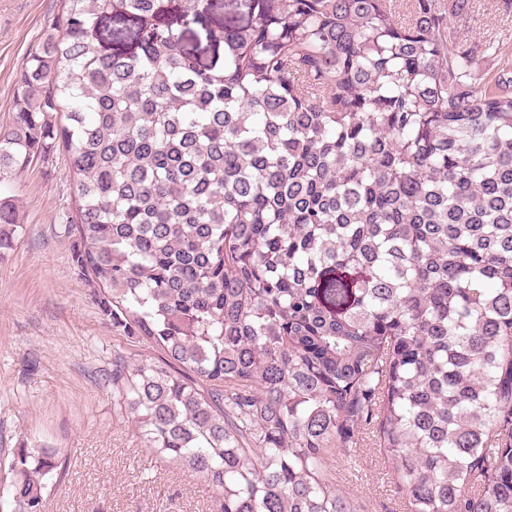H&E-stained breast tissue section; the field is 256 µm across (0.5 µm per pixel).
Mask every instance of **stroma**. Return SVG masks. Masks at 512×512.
<instances>
[{
	"mask_svg": "<svg viewBox=\"0 0 512 512\" xmlns=\"http://www.w3.org/2000/svg\"><path fill=\"white\" fill-rule=\"evenodd\" d=\"M61 0H0V125L12 117L17 76L56 21ZM457 35L477 47L474 75L512 78V8L467 0ZM495 48L482 52L485 42ZM25 231L0 259V462L19 449L59 448L66 467L48 481L43 512H214L191 471L156 460L112 403V360L157 356L104 317L72 261L63 231L75 213L64 151L33 160L0 185ZM327 469L364 512H403L388 467L371 446L331 449Z\"/></svg>",
	"mask_w": 512,
	"mask_h": 512,
	"instance_id": "1",
	"label": "stroma"
}]
</instances>
